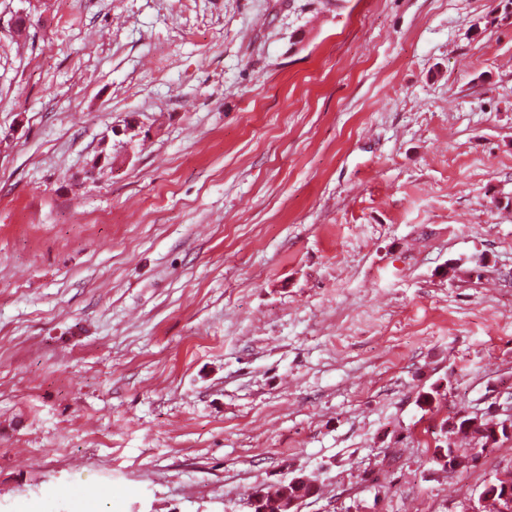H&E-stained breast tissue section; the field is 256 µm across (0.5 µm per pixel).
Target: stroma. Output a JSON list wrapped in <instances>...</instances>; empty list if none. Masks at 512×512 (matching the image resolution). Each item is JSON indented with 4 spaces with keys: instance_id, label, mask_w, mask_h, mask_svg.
Returning a JSON list of instances; mask_svg holds the SVG:
<instances>
[{
    "instance_id": "obj_1",
    "label": "stroma",
    "mask_w": 512,
    "mask_h": 512,
    "mask_svg": "<svg viewBox=\"0 0 512 512\" xmlns=\"http://www.w3.org/2000/svg\"><path fill=\"white\" fill-rule=\"evenodd\" d=\"M510 405L512 0H0V512H463ZM461 417H470L471 418L467 423L464 424V430L465 431L471 432L474 429H479V430H481V431H483L485 433L490 432L491 434H493L497 438H500L501 437L500 429L504 428L506 434L509 437L512 438V419L511 418H509L508 420H505V421H503L501 423L490 425L489 426V430L488 431H484L486 426H481V423L483 421L481 416H478V415L471 416L468 412L459 413L454 418H452V420H450V421H448V419H446L442 423V425H441V431H444V428H445V426H447V424H448V430H452V429L456 430V428H457V421ZM463 434L464 436L461 438L460 441H457L456 438L449 440L448 431L444 434H440L439 437H434V447L431 448L432 460L435 463L448 457L447 466L443 467L439 465L440 467H442V469L448 470V473L459 471L463 468V466H468L469 464L474 462L476 458L479 456V454H477L478 449H476L475 451H473V449L476 448L478 445H480V448H483L484 445L488 443V437L482 436L476 438L475 436H472L471 438H469L466 435L467 433ZM464 445H466V447ZM451 448H455L456 452H458L461 457H467L471 453V451L473 452L468 458L465 459L456 456L455 454L448 455V450H450ZM280 485L294 489V493L288 494L284 500V508L289 512H299V507L303 502L319 493L316 481L302 473L289 477L288 480L280 482Z\"/></svg>"
}]
</instances>
